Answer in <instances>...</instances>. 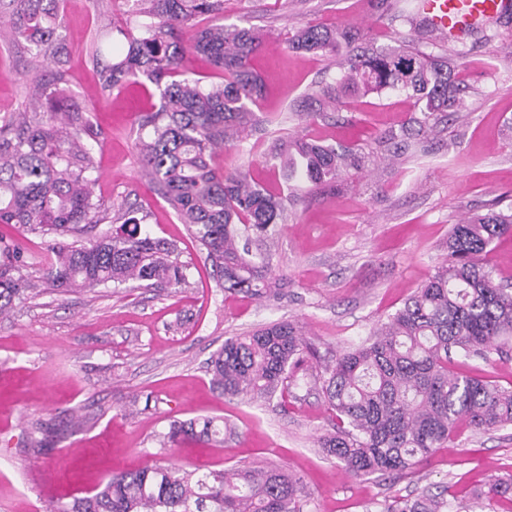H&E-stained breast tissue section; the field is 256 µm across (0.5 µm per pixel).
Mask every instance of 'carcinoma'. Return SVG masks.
<instances>
[{"label":"carcinoma","mask_w":512,"mask_h":512,"mask_svg":"<svg viewBox=\"0 0 512 512\" xmlns=\"http://www.w3.org/2000/svg\"><path fill=\"white\" fill-rule=\"evenodd\" d=\"M136 28L108 32L127 42L117 60L95 48L92 62L103 94L147 80L160 106L142 117L144 168L224 280V290L262 298L278 288L255 242L282 223V198L239 173L215 167L214 153L257 124L252 106L264 84L249 62L260 38L249 28L215 24L202 16L224 14V0H133ZM58 0H0L8 14L9 42L54 63L32 78L29 106L0 119V224L59 238L43 259L42 283L24 278L26 252L0 238V314L22 296L43 290L146 282L162 288L190 286L176 244L142 233L144 218L128 216L115 231L83 244L88 227L106 219L90 185L93 150L101 131L67 94L66 60L57 43ZM352 37L306 23L288 37L295 50L337 53ZM224 74L203 87L181 77L186 49ZM340 75L311 96L314 118L348 94L396 90L416 99L420 116L394 139L434 132V115L460 110V83L452 59L412 41L376 51H348ZM274 159L290 181L313 186L335 182L343 168H362V157L307 136L290 137ZM512 233V209L487 210L460 219L448 236V255L433 275L386 323L361 344L338 350L320 372L308 368L316 349L292 322L269 324L230 336L207 363L213 387L228 397L280 399L288 404L298 381L320 384L332 430L320 447L354 476L412 472L448 442L466 420L479 430L512 424V390L452 372L451 354L464 357L512 349V292L497 283L483 262L494 241ZM185 439L224 443V425L213 418L171 422L164 448ZM512 496V479L493 482L486 500ZM298 478L274 465L231 466L198 473L174 464L146 465L111 475L83 497L53 512H303ZM448 487L415 497L375 503L366 512H448Z\"/></svg>","instance_id":"cac0c4a2"}]
</instances>
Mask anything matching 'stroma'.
<instances>
[{"mask_svg":"<svg viewBox=\"0 0 512 512\" xmlns=\"http://www.w3.org/2000/svg\"><path fill=\"white\" fill-rule=\"evenodd\" d=\"M390 2L224 0V24L265 36L251 66L265 82L256 113L274 121L225 148L216 164L287 197L282 230L255 247L280 288L256 299L224 291L206 251L141 168L140 121L159 107L158 92L148 84L100 92L90 59L100 15L109 12L118 25L132 20L129 0H60L69 95L102 131L93 198L113 213L139 208L151 236L177 243L191 286L51 290L0 315V512H53L112 472L155 463L201 472L275 465L300 478L303 512H366L443 484L449 512H512V500L483 497L492 480L512 476L511 425L483 431L460 423L414 474L357 479L319 446L330 429L320 388H295L283 409L224 398L206 372L225 338L278 321L297 324L322 356L360 343L433 274L460 218L493 204L512 208V13L499 18L491 39L465 36L457 60L462 110L438 114L433 134L405 148L390 135L418 109L399 91L344 99L312 121L301 114L312 89L338 69L333 57L290 49L288 34L312 22L357 30L363 47L418 39L392 21ZM31 74L30 56L0 37V117L19 111ZM295 135L358 149L365 165L343 170L329 187L304 184L287 196L270 153ZM0 237L29 253L25 278L41 277L38 259L52 237L16 224H0ZM450 368L512 389V357H459ZM147 394L151 407L131 412L133 397ZM199 416L224 419L233 435L220 446L187 441L167 451L156 443L172 420ZM35 436L44 448L32 447Z\"/></svg>","mask_w":512,"mask_h":512,"instance_id":"obj_1","label":"stroma"}]
</instances>
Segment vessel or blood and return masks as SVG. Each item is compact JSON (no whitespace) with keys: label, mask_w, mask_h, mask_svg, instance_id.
Instances as JSON below:
<instances>
[{"label":"vessel or blood","mask_w":512,"mask_h":512,"mask_svg":"<svg viewBox=\"0 0 512 512\" xmlns=\"http://www.w3.org/2000/svg\"><path fill=\"white\" fill-rule=\"evenodd\" d=\"M512 11V0H421L419 16L445 40H458L475 25Z\"/></svg>","instance_id":"vessel-or-blood-1"}]
</instances>
